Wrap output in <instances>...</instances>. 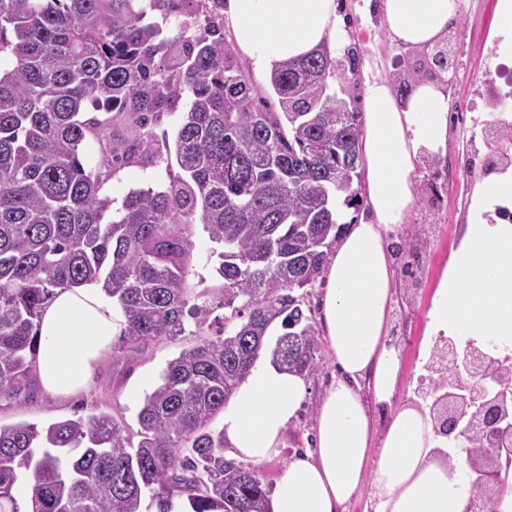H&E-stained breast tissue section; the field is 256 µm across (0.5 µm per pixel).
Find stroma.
Segmentation results:
<instances>
[{
  "instance_id": "stroma-1",
  "label": "stroma",
  "mask_w": 512,
  "mask_h": 512,
  "mask_svg": "<svg viewBox=\"0 0 512 512\" xmlns=\"http://www.w3.org/2000/svg\"><path fill=\"white\" fill-rule=\"evenodd\" d=\"M337 2L351 30L354 56L337 61L327 84L330 90L343 91L351 110L359 112L364 108L362 91L366 64L377 63L380 77L396 81L409 48L392 40L380 12L364 15L357 11L356 0ZM496 4L497 0H461L460 20L450 32L458 68L448 92L451 105L448 150L445 156L427 160L417 169V203L399 235L400 240L414 245L417 252L393 258L397 288L388 323V339L399 353V380L394 398L388 404L378 402L371 390L361 392L379 431L384 429L394 408L408 403L420 404V391L431 387L423 358L427 314L433 292L458 243L461 226L466 222L473 189L485 177L477 163L488 151L494 150L499 154L498 167L512 165V122L504 118L505 112L512 110V62L497 54L496 44L490 39L498 25ZM214 13L213 0H196L188 13L165 20L159 12L151 11L146 20L161 25L162 39L177 41L203 33ZM189 102V95H182L175 108L159 112L147 128L131 114H116L110 143H100L91 135L86 137L81 159L87 170L104 175L101 193L112 201L108 219L119 218L130 191L161 189L179 172L177 165L154 158L135 166L109 170L113 145L131 144L149 134L157 147H164L165 143L173 141ZM452 181L464 187L461 196L454 201L448 198V184ZM192 239L195 261L190 282L201 290L219 288L222 283L217 273L220 245L210 239L200 223L195 224ZM224 314V309H214L215 322ZM215 322L199 326L190 319L185 323L183 335L155 342L139 352L113 350L97 367L88 394L79 399L58 400L40 393L28 402H1L0 424L26 421L46 425L105 412L116 419L126 434L136 435L144 398L157 384L166 364L204 337L214 335ZM318 352L322 366L316 375L307 379V400L297 419L285 429L279 454L258 466L266 487H274L291 456L313 443L318 407L325 391L338 376L326 344H319Z\"/></svg>"
}]
</instances>
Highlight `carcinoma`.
I'll list each match as a JSON object with an SVG mask.
<instances>
[{
    "label": "carcinoma",
    "instance_id": "carcinoma-1",
    "mask_svg": "<svg viewBox=\"0 0 512 512\" xmlns=\"http://www.w3.org/2000/svg\"><path fill=\"white\" fill-rule=\"evenodd\" d=\"M141 2L0 0V53L13 59L0 73V400L37 393L38 323L58 288L103 282L133 350L184 334L197 215L224 246L219 298L236 321L167 363L138 414L136 445L106 414L0 425V512H142L145 496L156 512H266L257 468L225 457L224 430L210 425L262 352L308 377L320 369L302 291L323 277L343 233L340 206L357 200L360 113L327 92L328 54L270 74L276 112L254 97L220 27L176 50L143 23L147 10L167 18L188 0ZM186 91L174 152L161 154L148 133L112 156L115 166L173 158L181 174L131 192L120 218L105 220L111 200L79 149L108 128L79 115L110 103L147 126ZM497 447L489 426L448 463ZM23 476L34 492L22 506Z\"/></svg>",
    "mask_w": 512,
    "mask_h": 512
}]
</instances>
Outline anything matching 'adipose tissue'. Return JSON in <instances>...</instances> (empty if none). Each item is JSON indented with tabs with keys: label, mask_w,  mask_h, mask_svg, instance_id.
I'll return each mask as SVG.
<instances>
[{
	"label": "adipose tissue",
	"mask_w": 512,
	"mask_h": 512,
	"mask_svg": "<svg viewBox=\"0 0 512 512\" xmlns=\"http://www.w3.org/2000/svg\"><path fill=\"white\" fill-rule=\"evenodd\" d=\"M394 40L424 48L444 41L460 17V0H380ZM235 43L259 75L291 59L319 52L343 57L351 37L336 0H225ZM362 155L371 218L352 224L324 270L325 340L341 376L325 392L316 415L312 450L282 469L268 498L269 512H341L373 474L374 512H466L470 486L460 469L436 454L428 410L397 408L377 432L357 389L366 382L378 401L391 402L400 360L387 329L396 281L387 249L414 208V173L425 155L448 149V92L417 81L404 99L391 84H364ZM512 167L474 189L468 224L434 290L431 336H464L512 353ZM127 317L101 283L57 289L40 320L35 371L42 392L67 399L87 391L111 353ZM308 392L303 375L256 362L226 402L220 427L231 452L258 464L278 455L284 430ZM378 462H371L373 443Z\"/></svg>",
	"instance_id": "obj_1"
}]
</instances>
